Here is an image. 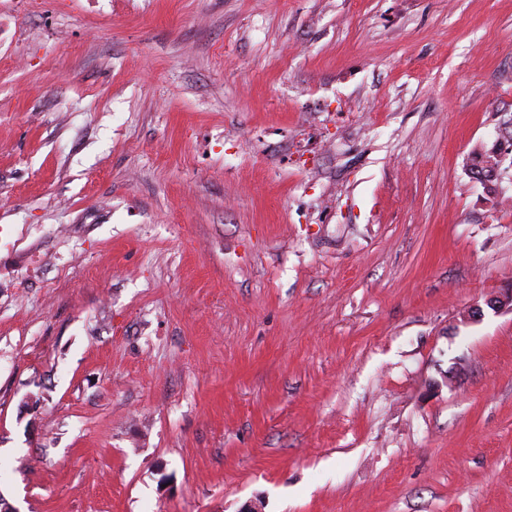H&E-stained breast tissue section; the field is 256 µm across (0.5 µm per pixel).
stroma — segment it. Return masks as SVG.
Segmentation results:
<instances>
[{
  "label": "stroma",
  "instance_id": "1",
  "mask_svg": "<svg viewBox=\"0 0 512 512\" xmlns=\"http://www.w3.org/2000/svg\"><path fill=\"white\" fill-rule=\"evenodd\" d=\"M512 0H0L11 512H512ZM503 146L505 150H503ZM510 153L506 152L509 151ZM512 152V123L511 127L506 129V133L502 136V140L495 144L491 149L485 147H475L471 152L472 164L470 171L482 183L488 200L492 202V206L496 203L494 200L498 196V183L502 174L503 155Z\"/></svg>",
  "mask_w": 512,
  "mask_h": 512
}]
</instances>
